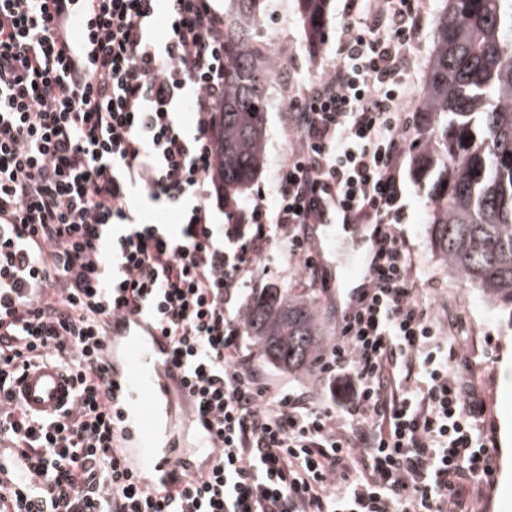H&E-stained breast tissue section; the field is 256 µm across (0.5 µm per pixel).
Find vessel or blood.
<instances>
[{
	"instance_id": "b4317fda",
	"label": "vessel or blood",
	"mask_w": 512,
	"mask_h": 512,
	"mask_svg": "<svg viewBox=\"0 0 512 512\" xmlns=\"http://www.w3.org/2000/svg\"><path fill=\"white\" fill-rule=\"evenodd\" d=\"M349 231L359 261L348 276L359 280L362 289L370 288L376 237L366 224L350 225ZM100 354L111 369L109 408L118 423L115 440L124 448L128 466L146 477L148 487L179 482L197 472L190 454L169 450L163 424L175 414L194 423L196 446L207 464L221 458L223 443L211 415L187 396L186 373L175 364L169 341L150 317L117 314L109 318ZM16 392L20 406L49 414L69 402L72 384L61 370L47 364L26 369L16 382Z\"/></svg>"
}]
</instances>
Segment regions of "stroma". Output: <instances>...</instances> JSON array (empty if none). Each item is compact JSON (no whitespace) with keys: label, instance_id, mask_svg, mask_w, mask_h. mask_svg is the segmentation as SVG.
<instances>
[{"label":"stroma","instance_id":"obj_1","mask_svg":"<svg viewBox=\"0 0 512 512\" xmlns=\"http://www.w3.org/2000/svg\"><path fill=\"white\" fill-rule=\"evenodd\" d=\"M419 6L421 26L413 46V65L406 75V83L412 91L406 109L411 113L417 112L424 94L433 30L441 2L419 0ZM261 10L260 50L274 52L279 69L266 84L264 164L243 196L247 202L258 193H271L279 165L296 141V133L285 118L286 104L327 72L336 54L341 28L349 18L348 0H329L324 36L313 49L299 18L297 0H262ZM401 184L406 209L399 230L410 249L418 286L428 293L434 314L442 318L452 314L460 319L455 336L465 353L473 355L486 350L491 353L489 362L480 363L474 382L488 407L487 426L492 429L499 448V474L492 487L474 496L472 512H512V478L507 480L502 476L503 471H512V429L503 428L504 418L512 419V389L504 386L500 376L502 361H512V321L488 305L476 290L461 284L435 255L427 234L426 192L407 171L401 174ZM266 288H287L292 294L311 299L322 328L321 343L326 346L332 342L336 335V314L329 304L328 293L311 283L302 272L290 269L284 255L276 254L262 262L254 277L238 290L236 306L245 307L254 295ZM489 337L495 342L491 350L485 344Z\"/></svg>","mask_w":512,"mask_h":512}]
</instances>
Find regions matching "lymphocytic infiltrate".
<instances>
[{
  "label": "lymphocytic infiltrate",
  "instance_id": "1",
  "mask_svg": "<svg viewBox=\"0 0 512 512\" xmlns=\"http://www.w3.org/2000/svg\"><path fill=\"white\" fill-rule=\"evenodd\" d=\"M167 16L164 35L153 22ZM415 0L346 22L331 69L288 104L297 134L247 216L209 206L224 102L214 0H0V214L55 259L33 277L0 254V512H468L498 448L398 231L412 124L402 76ZM179 210L145 222L135 198ZM379 224L375 279L315 367L328 401L272 392L225 304L272 253L318 278L307 228L336 208ZM153 304L224 454L207 482L153 491L115 456L101 323ZM35 361L74 382L51 416L14 384Z\"/></svg>",
  "mask_w": 512,
  "mask_h": 512
}]
</instances>
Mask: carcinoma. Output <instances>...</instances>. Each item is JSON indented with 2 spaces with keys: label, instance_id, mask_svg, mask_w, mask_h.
<instances>
[{
  "label": "carcinoma",
  "instance_id": "cac0c4a2",
  "mask_svg": "<svg viewBox=\"0 0 512 512\" xmlns=\"http://www.w3.org/2000/svg\"><path fill=\"white\" fill-rule=\"evenodd\" d=\"M224 108L215 164L224 205L255 180L265 154V76L259 0H227ZM310 42L326 0H298ZM420 104L412 176L427 190L429 237L449 271L512 320V0H443ZM263 361L309 370L320 355L313 303L266 288L245 311Z\"/></svg>",
  "mask_w": 512,
  "mask_h": 512
}]
</instances>
